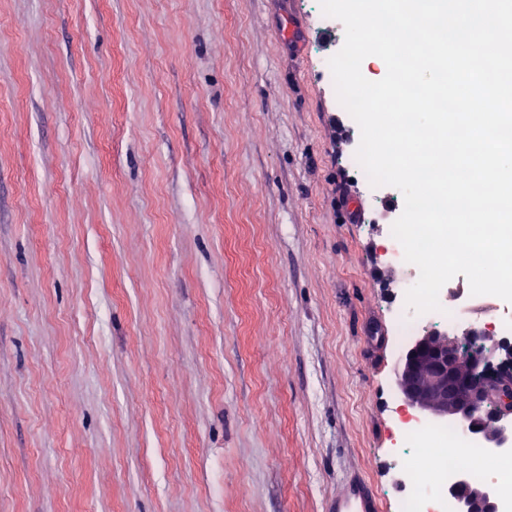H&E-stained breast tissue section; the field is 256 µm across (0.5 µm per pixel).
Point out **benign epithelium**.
<instances>
[{
  "label": "benign epithelium",
  "instance_id": "1",
  "mask_svg": "<svg viewBox=\"0 0 512 512\" xmlns=\"http://www.w3.org/2000/svg\"><path fill=\"white\" fill-rule=\"evenodd\" d=\"M488 337L470 324L445 333L425 331L411 338L396 373L401 398L441 423L450 419L486 448L512 442V342L501 340L490 352L467 344ZM455 512H496L493 488L472 486L458 476L448 485Z\"/></svg>",
  "mask_w": 512,
  "mask_h": 512
}]
</instances>
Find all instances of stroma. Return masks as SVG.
<instances>
[{"mask_svg":"<svg viewBox=\"0 0 512 512\" xmlns=\"http://www.w3.org/2000/svg\"><path fill=\"white\" fill-rule=\"evenodd\" d=\"M312 0H0V512H383L402 273ZM361 218L350 222L348 212ZM327 512H380L379 498L371 484L360 474H352L343 491L332 498Z\"/></svg>","mask_w":512,"mask_h":512,"instance_id":"1","label":"stroma"}]
</instances>
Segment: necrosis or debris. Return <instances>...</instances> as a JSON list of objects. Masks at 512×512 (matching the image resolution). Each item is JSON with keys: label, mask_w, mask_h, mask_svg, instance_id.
<instances>
[{"label": "necrosis or debris", "mask_w": 512, "mask_h": 512, "mask_svg": "<svg viewBox=\"0 0 512 512\" xmlns=\"http://www.w3.org/2000/svg\"><path fill=\"white\" fill-rule=\"evenodd\" d=\"M455 294L454 303L441 312L418 314L406 303H399L393 312L397 342H404L425 326L458 319L473 297L465 288L456 289ZM391 454L401 462L405 475V487L394 498L395 512H452L446 486L460 474L475 473L477 462L483 457L496 462L482 479L497 489L498 512H512V450L483 448L459 427L434 426L412 419L401 422Z\"/></svg>", "instance_id": "1"}]
</instances>
